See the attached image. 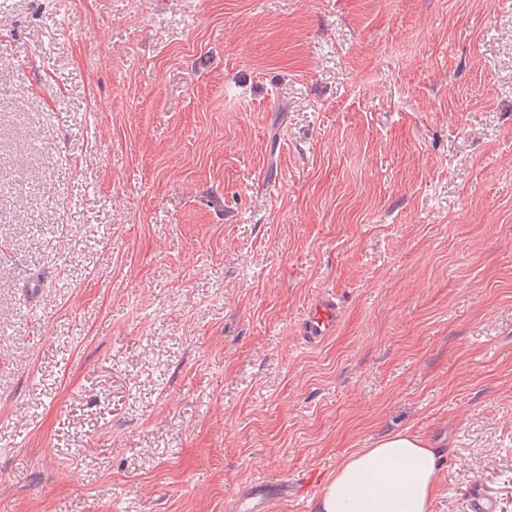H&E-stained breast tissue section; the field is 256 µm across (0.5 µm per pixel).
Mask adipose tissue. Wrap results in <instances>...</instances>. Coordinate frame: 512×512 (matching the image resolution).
Masks as SVG:
<instances>
[{"label":"adipose tissue","mask_w":512,"mask_h":512,"mask_svg":"<svg viewBox=\"0 0 512 512\" xmlns=\"http://www.w3.org/2000/svg\"><path fill=\"white\" fill-rule=\"evenodd\" d=\"M440 452L404 432L347 456L316 512H430Z\"/></svg>","instance_id":"ef3b65f1"}]
</instances>
